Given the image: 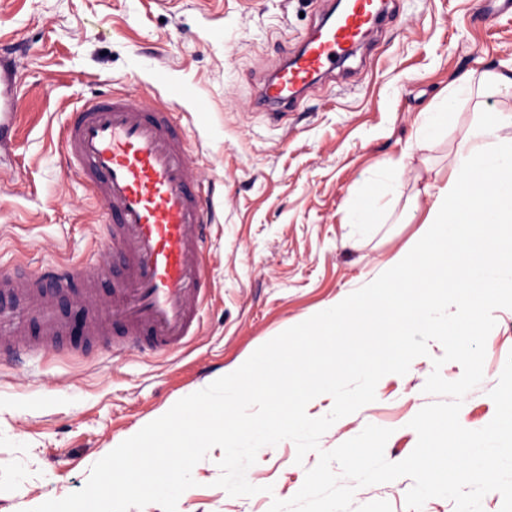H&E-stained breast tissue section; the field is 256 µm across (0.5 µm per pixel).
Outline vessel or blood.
Returning <instances> with one entry per match:
<instances>
[{
    "instance_id": "b4317fda",
    "label": "vessel or blood",
    "mask_w": 512,
    "mask_h": 512,
    "mask_svg": "<svg viewBox=\"0 0 512 512\" xmlns=\"http://www.w3.org/2000/svg\"><path fill=\"white\" fill-rule=\"evenodd\" d=\"M384 20L381 0H348L268 76L254 107L273 117L293 110L302 91L342 68ZM21 98L13 71L0 67V149L17 136ZM62 146L111 219L106 239L121 248L123 278L102 307L94 274L61 264L35 272L19 264L1 272L0 357L58 350L67 323L52 294L56 288L75 290L82 300L88 339L111 340L116 352H178L201 328L212 222L196 189L187 130L170 112L108 93L72 110Z\"/></svg>"
}]
</instances>
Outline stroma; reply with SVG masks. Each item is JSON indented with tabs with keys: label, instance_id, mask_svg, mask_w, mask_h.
<instances>
[{
	"label": "stroma",
	"instance_id": "obj_1",
	"mask_svg": "<svg viewBox=\"0 0 512 512\" xmlns=\"http://www.w3.org/2000/svg\"><path fill=\"white\" fill-rule=\"evenodd\" d=\"M331 0H0V51L23 85L22 121L0 162V270L34 267L97 272L100 305L121 277L104 241L97 198L67 167L60 141L70 110L112 90L167 104L186 126L200 186L213 201L208 242L212 292L198 336L168 357L101 346L86 355L0 358V512H31L82 489L117 440L241 366L262 344L331 308L372 279L416 235L424 210L409 198L448 178L450 154L476 106L512 107L494 95L461 99L442 136L417 143L421 112L442 104L460 79L512 64V16L486 27L482 0H390L382 27L350 71L310 89L281 121L252 105L264 77L300 45ZM188 86L205 111L171 98L154 81ZM401 172L386 223L364 230L348 202L367 179ZM484 378L459 414L477 430L495 415L489 396L512 353V309L494 312ZM403 375L388 374L375 401L337 420L320 450L366 425L391 429L388 461L405 459L410 420L434 398L423 391L439 342ZM223 452L193 469L195 487L177 512H268L301 488L317 452L296 463L285 440L262 447L246 477L259 494L232 497L215 481ZM408 477L358 488L354 506L384 500L408 512Z\"/></svg>",
	"mask_w": 512,
	"mask_h": 512
}]
</instances>
